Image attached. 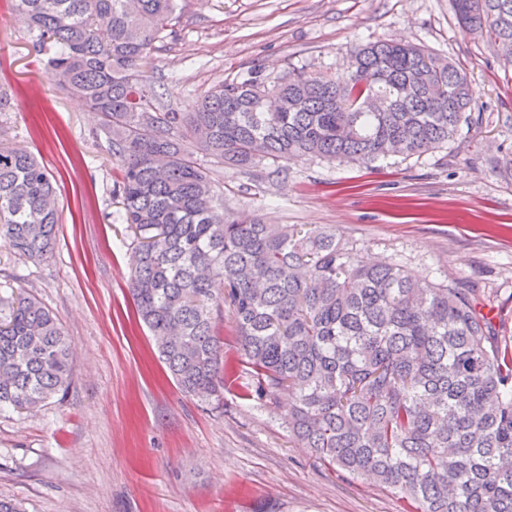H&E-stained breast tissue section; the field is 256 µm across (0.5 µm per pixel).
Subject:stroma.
I'll list each match as a JSON object with an SVG mask.
<instances>
[{
  "label": "stroma",
  "mask_w": 512,
  "mask_h": 512,
  "mask_svg": "<svg viewBox=\"0 0 512 512\" xmlns=\"http://www.w3.org/2000/svg\"><path fill=\"white\" fill-rule=\"evenodd\" d=\"M175 31L144 73L184 112L220 82L260 72L340 71L347 54L398 38L458 62L477 94L448 146L372 167L304 157L273 175L197 158L225 210L271 224L328 226L361 257L478 288L512 337V68L462 33L451 0H177ZM0 0V142L32 151L57 181L51 256L0 241V317L23 290L57 316L75 358L63 400L0 413V499L23 512H401L397 497L291 447L281 411L181 392L131 317L133 233L119 218L117 165L97 117L65 91Z\"/></svg>",
  "instance_id": "stroma-1"
}]
</instances>
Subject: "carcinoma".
Listing matches in <instances>:
<instances>
[{
	"mask_svg": "<svg viewBox=\"0 0 512 512\" xmlns=\"http://www.w3.org/2000/svg\"><path fill=\"white\" fill-rule=\"evenodd\" d=\"M512 67V0H451ZM61 86L99 118L133 231L139 321L180 389L224 402V315L239 344L244 398L279 406L295 448L398 496L402 512H512V340L479 291L366 262L331 228L226 213L197 151L248 170L298 156L370 165L453 140L476 95L456 63L401 40L350 52L340 73L272 85L222 82L188 112L143 74L173 33L175 0H14ZM55 187L21 147L0 144V240L43 259ZM74 360L36 298L0 322V412L65 395Z\"/></svg>",
	"mask_w": 512,
	"mask_h": 512,
	"instance_id": "carcinoma-1",
	"label": "carcinoma"
}]
</instances>
